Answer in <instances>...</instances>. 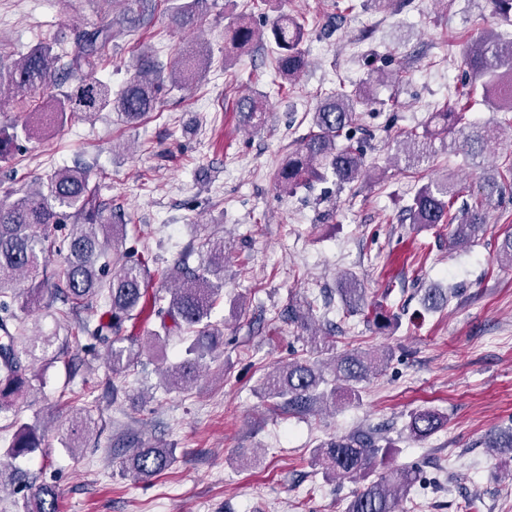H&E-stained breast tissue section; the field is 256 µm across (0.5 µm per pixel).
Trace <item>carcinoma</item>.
Instances as JSON below:
<instances>
[{"instance_id": "obj_1", "label": "carcinoma", "mask_w": 512, "mask_h": 512, "mask_svg": "<svg viewBox=\"0 0 512 512\" xmlns=\"http://www.w3.org/2000/svg\"><path fill=\"white\" fill-rule=\"evenodd\" d=\"M167 15L179 28H193L208 13L212 0H166ZM156 0H112L120 18L112 24L80 35L79 55L68 64L61 62L53 43L42 42L10 66L0 63V90L4 87L36 94L57 81L61 89L31 112L34 122L22 125L26 138L39 137L50 125L62 124L72 115L92 118L100 112H116L123 121L140 123L175 88L199 83L209 69L208 49L199 46L164 65L142 53L136 73L117 92L92 76L69 83L73 72L100 63L106 50L117 40L142 30L151 23ZM500 20L512 22V0H489ZM278 53L275 66L285 84H293L308 64L303 48L305 26L297 18L282 15L270 27ZM261 40L249 18L242 16L224 31V65L248 52ZM462 63L471 83L459 91L455 107L431 113L439 132L454 134L451 145L465 154L479 155L485 144L498 140L505 119L476 126L466 122L472 95L480 90L485 102L497 112H512V37L485 32L462 52ZM371 97V87L361 84L352 91L337 90L321 98L311 115L309 132L288 154V160L274 174L279 189L287 194L333 174L340 184H350L364 174V151L351 142V129L360 118L357 108ZM264 95L237 100L239 114L248 126L265 121ZM433 131L426 127L400 141L405 157L419 162L432 147ZM18 132L0 127V162L15 158ZM512 180V162L496 173H482L481 192L472 203L456 209L459 192L453 175L444 173L421 186L408 206L412 224L448 225L449 242L458 247L480 240L485 234L486 206L503 194L504 182ZM68 232L57 241L62 226ZM127 226L126 215L100 194V187L83 168L60 167L35 187L19 193L6 190L0 196V412L9 410L14 399L30 387V363L41 357L59 359L55 337L28 334L31 312L46 311L56 324L72 315L93 311L79 322V330L109 346L108 369L126 372L137 360L124 342V324L142 311L150 276L148 259L120 254L118 245ZM207 255L191 263L194 251L184 252L174 278L175 288L156 295L154 316L157 329L148 337L152 347L163 348L175 333H191L193 339L179 360L163 371L171 389L194 384L206 358L213 351L219 329L210 321L213 309L223 296L224 239L205 238ZM496 259L512 267V231L496 243ZM337 293L351 313L365 311L364 289L353 277L339 283ZM62 303L59 308L56 303ZM314 304L288 305L283 320L306 326ZM109 320H104V317ZM392 353L388 350L362 352L348 350L331 357L332 379H327L324 363L318 359H295L276 367L261 384L267 398L280 401L290 413H305L319 401L356 400L357 384L381 373ZM448 418L431 408L410 414L406 429L417 438H427L441 429ZM38 424H24L10 443L13 459L24 457L39 447ZM488 447L502 449L501 466L512 477V427L490 435ZM392 447H381L378 438L363 433L339 436L321 443L313 451L312 463L323 476H338L358 484L344 512H396L399 499L414 487L419 470L414 465L387 468L385 457ZM174 461L171 448H136L123 464V472L147 480L168 469ZM54 486L42 484L24 495L23 512H58Z\"/></svg>"}]
</instances>
